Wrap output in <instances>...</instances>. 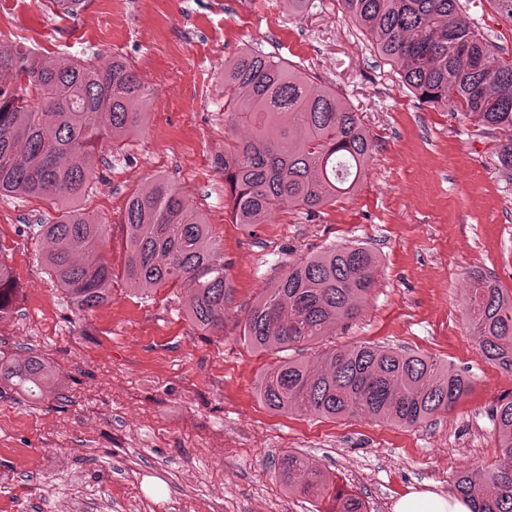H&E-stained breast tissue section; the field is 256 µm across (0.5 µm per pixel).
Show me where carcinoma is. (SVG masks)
I'll return each mask as SVG.
<instances>
[{"mask_svg": "<svg viewBox=\"0 0 512 512\" xmlns=\"http://www.w3.org/2000/svg\"><path fill=\"white\" fill-rule=\"evenodd\" d=\"M342 13L422 101L461 112L478 124L512 131V57L496 65L499 46L468 18L460 0H340ZM149 86L136 67L52 59L0 39V195L78 198L90 186L98 147L142 124ZM37 105H31V102ZM224 189L237 224H265L285 206L313 214L351 193L375 144L336 90L315 84L284 59L244 50L224 65ZM239 124L254 134L233 137ZM40 225L44 262L70 301L88 313L109 297L114 272L101 250L106 225L64 205ZM124 277L162 288L195 284L188 316L200 330L224 331L231 284L224 256L191 200L155 177L127 200ZM378 277L376 255L340 244L294 260L262 288L240 321V338L273 354L293 350L355 319ZM10 268L0 261V322L13 312ZM469 326L483 357L512 372V294L491 275L472 276ZM50 363L0 354V384L43 390ZM470 379L437 361L377 345L333 347L310 361L280 358L259 377L270 409L300 407L336 419L361 414L413 426L459 402ZM498 464L465 468L454 489L472 512H512V400L496 408ZM280 477L292 494L332 502L328 512H367L307 457L288 452Z\"/></svg>", "mask_w": 512, "mask_h": 512, "instance_id": "carcinoma-1", "label": "carcinoma"}]
</instances>
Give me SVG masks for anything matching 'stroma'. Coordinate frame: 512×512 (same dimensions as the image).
<instances>
[{
	"mask_svg": "<svg viewBox=\"0 0 512 512\" xmlns=\"http://www.w3.org/2000/svg\"><path fill=\"white\" fill-rule=\"evenodd\" d=\"M512 55V22L495 0H463ZM252 22L242 26L243 15ZM0 37L41 56L131 62L151 88L143 128L105 146L96 179L72 207L107 224L101 246L125 260L120 216L161 176L209 225L233 292L224 332L187 315L191 286L144 291L123 278L79 317L42 260L44 200L0 197V260L15 278L0 351L53 368L50 391L0 388V512H327L288 493L281 457L307 456L368 512L414 491L453 492L466 467L492 468V410L512 399V373L485 360L465 316L478 270L512 292V172L506 135L419 100L396 66L340 12L338 0H0ZM277 55L333 87L375 139L354 193L316 215L287 209L237 224L224 194V64L242 50ZM360 244L379 279L360 315L324 345L378 343L431 356L471 379L453 409L407 427L361 415L325 419L268 408L257 395L275 357L240 339L239 321L288 262Z\"/></svg>",
	"mask_w": 512,
	"mask_h": 512,
	"instance_id": "obj_1",
	"label": "stroma"
}]
</instances>
